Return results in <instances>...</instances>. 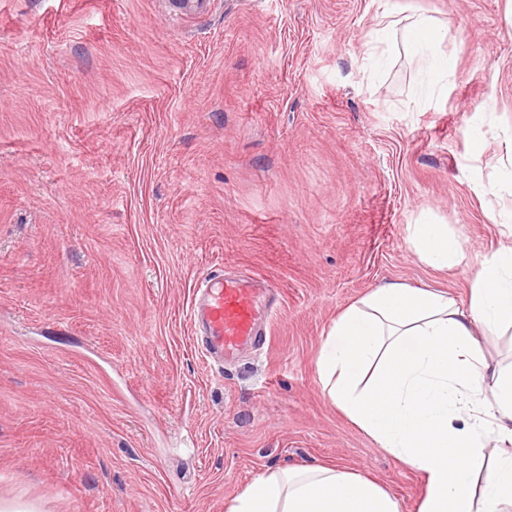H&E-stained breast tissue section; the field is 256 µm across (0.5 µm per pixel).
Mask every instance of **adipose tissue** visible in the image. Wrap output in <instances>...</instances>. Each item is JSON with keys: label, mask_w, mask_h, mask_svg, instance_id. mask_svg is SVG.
<instances>
[{"label": "adipose tissue", "mask_w": 512, "mask_h": 512, "mask_svg": "<svg viewBox=\"0 0 512 512\" xmlns=\"http://www.w3.org/2000/svg\"><path fill=\"white\" fill-rule=\"evenodd\" d=\"M439 26L410 17L400 40L428 90L452 68L435 55ZM420 259L442 269L463 259L444 224L408 227ZM512 330V247L479 263L468 306L447 294L392 281L343 310L316 366L322 391L359 430L420 473L417 512H512V453L488 448L487 425L512 441V366L488 359L480 341ZM227 512H401L370 477L333 465L269 470Z\"/></svg>", "instance_id": "obj_1"}]
</instances>
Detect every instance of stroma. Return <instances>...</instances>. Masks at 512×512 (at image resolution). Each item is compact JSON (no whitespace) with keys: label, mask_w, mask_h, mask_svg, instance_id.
Returning a JSON list of instances; mask_svg holds the SVG:
<instances>
[{"label":"stroma","mask_w":512,"mask_h":512,"mask_svg":"<svg viewBox=\"0 0 512 512\" xmlns=\"http://www.w3.org/2000/svg\"><path fill=\"white\" fill-rule=\"evenodd\" d=\"M0 0V505L226 512L269 469L331 463L415 512L423 479L321 392L337 314L400 281L467 305L512 240L483 194L512 153V0ZM422 13L454 68L421 97ZM486 142L481 156L471 138ZM417 222L464 258L423 261ZM275 295L264 344L192 334L217 270ZM408 234L420 259L432 267L447 269L464 258L459 241L448 234L447 225L411 224Z\"/></svg>","instance_id":"35a3bbf8"}]
</instances>
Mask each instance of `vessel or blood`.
Masks as SVG:
<instances>
[{
    "mask_svg": "<svg viewBox=\"0 0 512 512\" xmlns=\"http://www.w3.org/2000/svg\"><path fill=\"white\" fill-rule=\"evenodd\" d=\"M260 288L241 277L215 274L200 287L192 302L194 333L204 336L206 355L224 362L247 343L261 342Z\"/></svg>",
    "mask_w": 512,
    "mask_h": 512,
    "instance_id": "vessel-or-blood-1",
    "label": "vessel or blood"
}]
</instances>
